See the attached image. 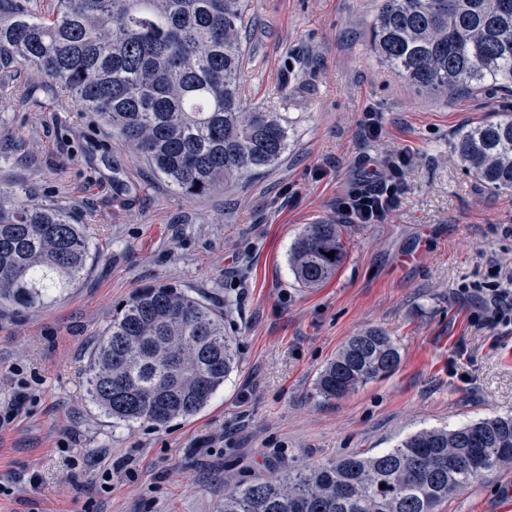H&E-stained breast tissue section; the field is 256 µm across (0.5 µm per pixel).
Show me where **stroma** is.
Returning <instances> with one entry per match:
<instances>
[{
  "instance_id": "35a3bbf8",
  "label": "stroma",
  "mask_w": 512,
  "mask_h": 512,
  "mask_svg": "<svg viewBox=\"0 0 512 512\" xmlns=\"http://www.w3.org/2000/svg\"><path fill=\"white\" fill-rule=\"evenodd\" d=\"M379 0H253L245 15L246 108L279 113L288 150L249 180L176 195L95 113L30 65L0 106V187L87 225L82 279L44 305L0 303V512H220L234 483L342 455L378 454L425 428L512 416V324L488 325L468 294L512 269V191L482 186L456 132L512 111L495 89L429 95L372 52ZM378 139L360 129L365 108ZM405 156L399 172L382 160ZM399 186L382 224L338 199L363 187L361 159ZM342 227L345 260L299 287L288 252L305 225ZM168 282L230 304L237 372L193 416L113 425L90 401L97 336L136 288ZM384 329L401 362L342 399L316 379L350 336ZM440 512H512V464Z\"/></svg>"
}]
</instances>
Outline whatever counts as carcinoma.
Masks as SVG:
<instances>
[{"instance_id":"cac0c4a2","label":"carcinoma","mask_w":512,"mask_h":512,"mask_svg":"<svg viewBox=\"0 0 512 512\" xmlns=\"http://www.w3.org/2000/svg\"><path fill=\"white\" fill-rule=\"evenodd\" d=\"M251 0H0V68L30 64L95 112L180 196H202L280 162L288 125L241 104V36ZM371 46L427 93L512 92V0H381ZM462 166L512 190V113L459 129ZM0 194V301L36 308L81 278L90 238L51 204ZM334 252V257L326 256ZM345 260L338 224H308L288 252L303 288ZM398 347L378 328L351 337L317 380L339 399L392 374ZM239 365L224 314L171 283L123 302L91 353V401L117 425L160 426L204 408ZM512 463V417L407 436L381 454L235 484L222 512H437L473 481Z\"/></svg>"}]
</instances>
